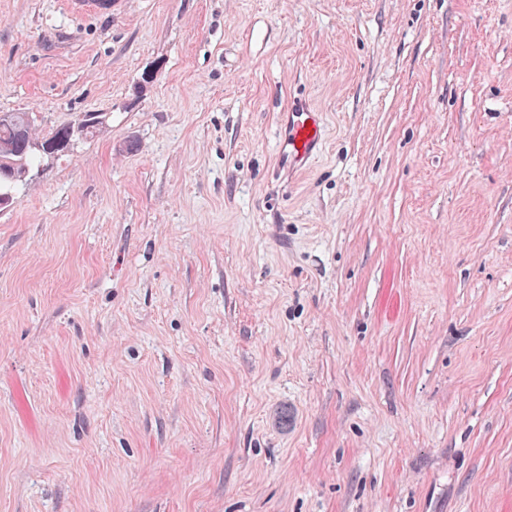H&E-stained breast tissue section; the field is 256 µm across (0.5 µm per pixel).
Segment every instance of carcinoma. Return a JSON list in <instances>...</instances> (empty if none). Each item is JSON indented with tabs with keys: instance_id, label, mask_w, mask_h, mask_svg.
Masks as SVG:
<instances>
[{
	"instance_id": "1",
	"label": "carcinoma",
	"mask_w": 512,
	"mask_h": 512,
	"mask_svg": "<svg viewBox=\"0 0 512 512\" xmlns=\"http://www.w3.org/2000/svg\"><path fill=\"white\" fill-rule=\"evenodd\" d=\"M96 129L71 123L58 126L48 137L39 136L27 112H11L0 118V202H13L18 186L39 169L44 157L62 153L75 133L91 134Z\"/></svg>"
}]
</instances>
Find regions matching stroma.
Segmentation results:
<instances>
[{"mask_svg":"<svg viewBox=\"0 0 512 512\" xmlns=\"http://www.w3.org/2000/svg\"><path fill=\"white\" fill-rule=\"evenodd\" d=\"M97 2L0 0L104 115L0 211V512H512V0ZM323 113L308 102L294 103L288 110L280 140V156L293 169L306 168L321 152L325 137Z\"/></svg>","mask_w":512,"mask_h":512,"instance_id":"obj_1","label":"stroma"}]
</instances>
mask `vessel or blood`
<instances>
[{
	"instance_id": "b4317fda",
	"label": "vessel or blood",
	"mask_w": 512,
	"mask_h": 512,
	"mask_svg": "<svg viewBox=\"0 0 512 512\" xmlns=\"http://www.w3.org/2000/svg\"><path fill=\"white\" fill-rule=\"evenodd\" d=\"M324 137L322 112L307 102L293 104L280 140V155L290 168H306L321 152Z\"/></svg>"
}]
</instances>
